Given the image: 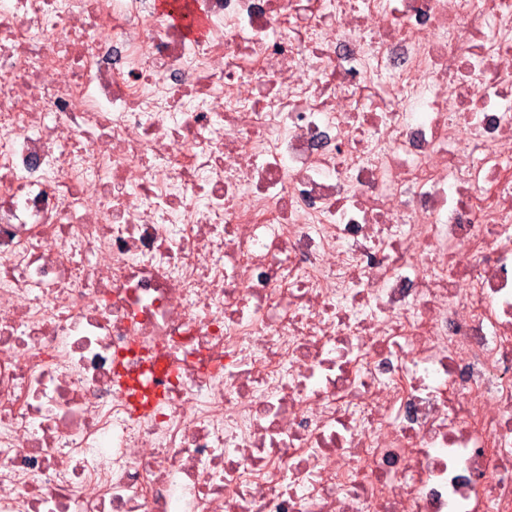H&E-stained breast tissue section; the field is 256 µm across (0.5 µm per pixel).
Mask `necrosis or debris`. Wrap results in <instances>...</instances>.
Here are the masks:
<instances>
[{"mask_svg": "<svg viewBox=\"0 0 512 512\" xmlns=\"http://www.w3.org/2000/svg\"><path fill=\"white\" fill-rule=\"evenodd\" d=\"M0 0V512H512V0ZM174 2L169 0H156L158 7L171 10L172 17L176 22L184 23L187 27V32L191 37H198L202 35L206 28L205 20L197 13L194 7V1L184 0L176 2L178 6L172 7Z\"/></svg>", "mask_w": 512, "mask_h": 512, "instance_id": "necrosis-or-debris-1", "label": "necrosis or debris"}]
</instances>
